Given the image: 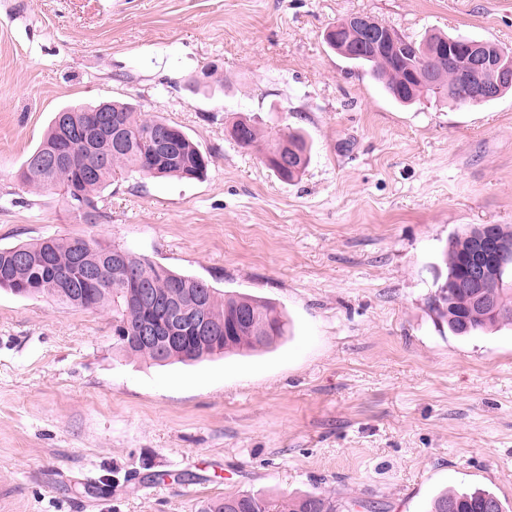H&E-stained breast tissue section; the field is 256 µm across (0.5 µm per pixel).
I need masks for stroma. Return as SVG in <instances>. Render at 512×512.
Here are the masks:
<instances>
[{
  "instance_id": "obj_1",
  "label": "stroma",
  "mask_w": 512,
  "mask_h": 512,
  "mask_svg": "<svg viewBox=\"0 0 512 512\" xmlns=\"http://www.w3.org/2000/svg\"><path fill=\"white\" fill-rule=\"evenodd\" d=\"M352 13L512 49V0H0V247L91 233L288 320L158 366L117 353L111 314L0 290V512L314 491L427 512L463 488L512 512V328L454 336L431 304L452 235L512 226V94L395 103L323 40ZM112 101L184 130L206 177L112 181L94 221L20 183L55 112ZM241 116L306 132L298 180L234 142Z\"/></svg>"
}]
</instances>
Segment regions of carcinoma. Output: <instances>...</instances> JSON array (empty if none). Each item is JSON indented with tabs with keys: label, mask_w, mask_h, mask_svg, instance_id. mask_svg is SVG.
<instances>
[{
	"label": "carcinoma",
	"mask_w": 512,
	"mask_h": 512,
	"mask_svg": "<svg viewBox=\"0 0 512 512\" xmlns=\"http://www.w3.org/2000/svg\"><path fill=\"white\" fill-rule=\"evenodd\" d=\"M446 39L448 36L442 34H431L418 43L405 38L392 51L367 59L364 64L400 103L411 104L423 95H439L466 106L465 93L448 81V58L427 54L428 48ZM430 69L441 71L440 87L411 93V87L417 84L416 76ZM111 106L110 117L119 119L121 147H113L110 139L91 146L77 134L62 136L58 112L39 145L23 163L22 184L44 191L52 184L64 191L71 208L90 216L98 210L97 194L117 174L182 181L201 180L207 175L208 157L181 129L158 115L137 110L131 103L113 102ZM233 128L232 138L244 149L261 139L259 130L246 119L235 121ZM284 149L291 159L286 173L274 163ZM52 150L70 159L68 168L58 170L49 165ZM309 157L310 146L300 130H279L266 135L264 163L277 177L286 181L297 177L306 169ZM472 233L470 229L449 239L443 251L448 276L433 299L438 316L456 336H476L494 326H512V262L497 264L496 281L484 292L459 284L463 265L472 252ZM115 252L127 253L129 249L104 243L92 235L47 237L0 247V290L24 297L50 298L65 307L107 310L112 313L113 348L127 358L154 365L262 350L287 331L281 313L266 301L243 293H223L201 279L171 271L140 254L114 266ZM139 282L161 297L186 303L199 292H206V339L195 342L189 351L179 347L161 352L155 347L131 344L130 337L136 335L146 317L142 309L128 302V293ZM238 312L249 315V324L234 330L226 341L224 331L231 327ZM489 504L495 505L496 512H503L502 502L490 491H453L434 498L428 512H486ZM357 506L365 508L367 504L342 501L322 492L281 500L242 493L204 503L199 512H354Z\"/></svg>",
	"instance_id": "cac0c4a2"
}]
</instances>
